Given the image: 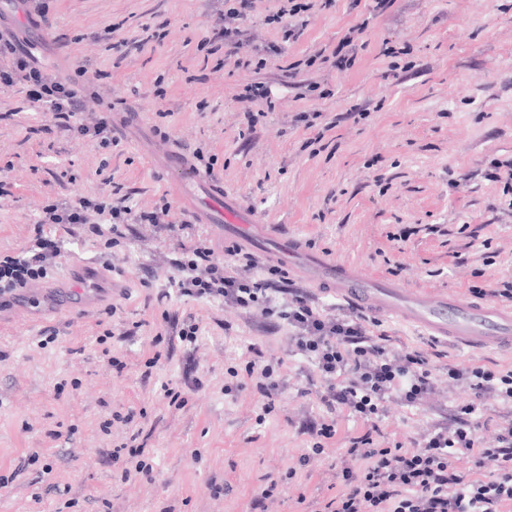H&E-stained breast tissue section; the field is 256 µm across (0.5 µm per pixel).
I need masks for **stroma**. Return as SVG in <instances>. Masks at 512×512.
I'll return each instance as SVG.
<instances>
[{"label": "stroma", "instance_id": "1", "mask_svg": "<svg viewBox=\"0 0 512 512\" xmlns=\"http://www.w3.org/2000/svg\"><path fill=\"white\" fill-rule=\"evenodd\" d=\"M52 26L33 35L46 69L97 75L86 113L133 104L147 145L105 149L61 132L23 84L0 90V255L25 252L51 201L107 195L151 210L169 193L152 162L167 145L201 152L226 190L266 222L324 253L428 295L484 301L512 280V0H334L293 17L296 35L267 23L285 0H254L239 53L277 47L261 73L212 49L210 25L230 0H47ZM161 41L120 54L145 30ZM343 49L348 62L333 66ZM276 105L260 115L253 82ZM320 112L315 127L297 116ZM102 219L60 228L46 285L91 263L112 298L87 311L30 316L0 296V512H319L340 494L336 467L353 438L410 446L446 407L471 401L446 367L512 371V352L460 349L397 319L367 328L395 348H429L437 393L424 407L386 405L367 421L299 396L309 367L288 355L286 326L172 286L176 241L135 225L106 248ZM415 226L397 240L403 225ZM198 327L196 342L181 328ZM283 362L272 412L246 370L256 352ZM334 425L313 451L310 422ZM141 453L146 472L130 462Z\"/></svg>", "mask_w": 512, "mask_h": 512}]
</instances>
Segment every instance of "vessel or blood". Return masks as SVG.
I'll list each match as a JSON object with an SVG mask.
<instances>
[{"instance_id":"1","label":"vessel or blood","mask_w":512,"mask_h":512,"mask_svg":"<svg viewBox=\"0 0 512 512\" xmlns=\"http://www.w3.org/2000/svg\"><path fill=\"white\" fill-rule=\"evenodd\" d=\"M157 163L169 174L174 197L196 222L224 227L231 238L248 247L274 243L283 265L302 271L314 287L328 289L355 307L419 325L470 351H512V312L445 296L429 298L390 281L365 277L326 255L306 251L295 236L265 228L252 210L225 190L222 180L202 173L185 149H169ZM111 289V279L90 264L76 265L66 284L67 293L79 295L85 308L93 307L100 294ZM44 298V290L28 288L14 292L12 300L38 317L44 311Z\"/></svg>"}]
</instances>
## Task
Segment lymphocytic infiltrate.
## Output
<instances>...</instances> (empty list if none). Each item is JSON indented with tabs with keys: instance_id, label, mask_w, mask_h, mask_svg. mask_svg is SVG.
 Listing matches in <instances>:
<instances>
[{
	"instance_id": "1",
	"label": "lymphocytic infiltrate",
	"mask_w": 512,
	"mask_h": 512,
	"mask_svg": "<svg viewBox=\"0 0 512 512\" xmlns=\"http://www.w3.org/2000/svg\"><path fill=\"white\" fill-rule=\"evenodd\" d=\"M76 73V78L64 79L45 71L34 55L19 54L11 69L0 68V88L23 81L30 99L45 106L57 126L93 137L105 148L116 145L111 116L92 123L80 119L79 79L88 70L80 65ZM170 210L166 200L151 211L88 198L52 202L34 225L28 254L0 256V294L46 276L47 261L63 248L56 226L83 224L88 213H96L109 224L106 245L113 248L125 239L129 225L159 223ZM240 254L232 248L220 256L202 242L180 245L173 285L186 296L221 299L282 321L290 356L303 359L321 380L316 396L326 408L372 419L381 416L388 401L418 408L434 394L424 350L388 346L368 333L364 316L355 311L319 306L294 289L281 294L277 284L286 281L285 271L272 266L258 274L254 260ZM448 379L468 384L474 399L455 406L408 448H377L367 436L353 439L336 471L345 490L325 512H501L504 502H512V427L499 430L491 448L484 447L480 436L489 400L512 402V373L461 362L449 366ZM460 454L474 455L489 475L473 480L458 475L453 460Z\"/></svg>"
}]
</instances>
